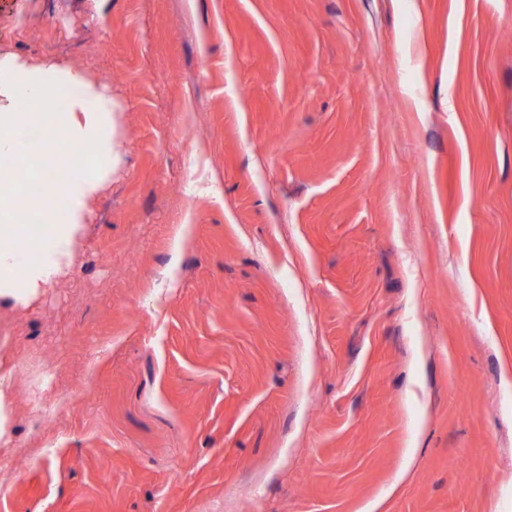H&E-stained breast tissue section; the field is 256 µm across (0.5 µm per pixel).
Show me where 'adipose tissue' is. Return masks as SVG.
<instances>
[{
  "label": "adipose tissue",
  "instance_id": "1",
  "mask_svg": "<svg viewBox=\"0 0 512 512\" xmlns=\"http://www.w3.org/2000/svg\"><path fill=\"white\" fill-rule=\"evenodd\" d=\"M63 89L69 96L62 104L57 94ZM0 96L11 102L8 111H0V157L26 152L27 145L21 140L28 120L22 108L26 101L39 106L46 124L60 131L67 143L93 150L91 164L57 186L63 200L61 212L39 211L46 228L36 261H28L23 245L27 235L23 220L36 209L35 198L15 195L0 199V237L10 240L0 248V295L24 301L36 296L67 267L76 251L87 205L112 173L116 107L111 96L82 71L33 65L19 55L0 57Z\"/></svg>",
  "mask_w": 512,
  "mask_h": 512
}]
</instances>
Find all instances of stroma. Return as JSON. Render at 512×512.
Segmentation results:
<instances>
[{
  "label": "stroma",
  "mask_w": 512,
  "mask_h": 512,
  "mask_svg": "<svg viewBox=\"0 0 512 512\" xmlns=\"http://www.w3.org/2000/svg\"><path fill=\"white\" fill-rule=\"evenodd\" d=\"M0 54L117 152L0 297V512H512V0H0Z\"/></svg>",
  "instance_id": "35a3bbf8"
}]
</instances>
